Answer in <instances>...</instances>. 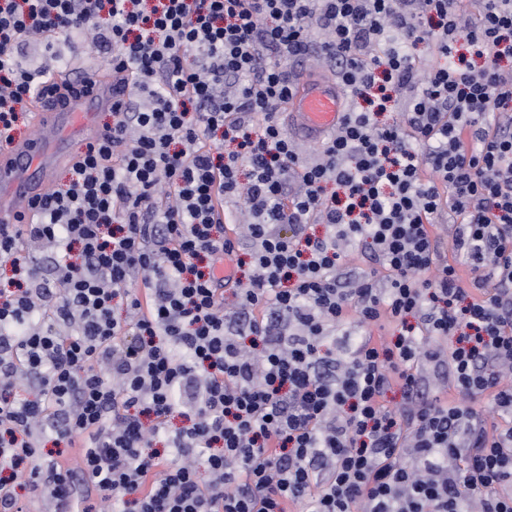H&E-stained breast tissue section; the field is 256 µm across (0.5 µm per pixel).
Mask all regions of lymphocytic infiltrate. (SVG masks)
<instances>
[{"label":"lymphocytic infiltrate","instance_id":"1","mask_svg":"<svg viewBox=\"0 0 512 512\" xmlns=\"http://www.w3.org/2000/svg\"><path fill=\"white\" fill-rule=\"evenodd\" d=\"M74 36L116 100L0 226V512L23 484L54 512H512V0H0V148L37 97L92 85L21 65ZM311 56L347 109L304 163L279 114Z\"/></svg>","mask_w":512,"mask_h":512}]
</instances>
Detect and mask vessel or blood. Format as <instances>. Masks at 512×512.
<instances>
[{"label":"vessel or blood","instance_id":"1","mask_svg":"<svg viewBox=\"0 0 512 512\" xmlns=\"http://www.w3.org/2000/svg\"><path fill=\"white\" fill-rule=\"evenodd\" d=\"M111 105L112 84L105 79L64 103L50 94L33 102L36 138L13 142L0 152V224L27 222L34 202L48 191L57 168L74 159L67 134L83 130L96 110ZM286 108L299 128L319 140L335 129L345 102L334 82L309 79L295 87Z\"/></svg>","mask_w":512,"mask_h":512}]
</instances>
